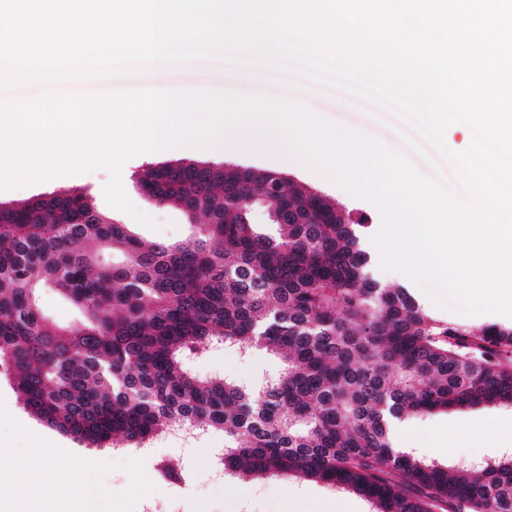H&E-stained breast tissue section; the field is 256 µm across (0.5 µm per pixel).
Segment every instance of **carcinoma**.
<instances>
[{
    "label": "carcinoma",
    "mask_w": 512,
    "mask_h": 512,
    "mask_svg": "<svg viewBox=\"0 0 512 512\" xmlns=\"http://www.w3.org/2000/svg\"><path fill=\"white\" fill-rule=\"evenodd\" d=\"M135 184L196 231L146 244L84 192L0 203V368L26 411L99 448L219 429L223 472L307 478L370 512H512L511 454L448 469L391 439L410 416L512 410V324L451 322L382 284L369 225L280 172L187 160ZM47 290L75 321L43 310ZM215 343L282 368L251 387L193 374ZM157 472L186 480L170 461Z\"/></svg>",
    "instance_id": "obj_1"
}]
</instances>
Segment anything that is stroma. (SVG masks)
Here are the masks:
<instances>
[{
	"instance_id": "obj_1",
	"label": "stroma",
	"mask_w": 512,
	"mask_h": 512,
	"mask_svg": "<svg viewBox=\"0 0 512 512\" xmlns=\"http://www.w3.org/2000/svg\"><path fill=\"white\" fill-rule=\"evenodd\" d=\"M154 91L178 89L265 96L300 103L319 117L361 132L409 158L424 176L435 179L450 195L467 199L458 166L432 149H419L405 134L409 127L402 116L325 83L302 80L266 62L251 63L242 56L160 63L143 73L118 76L97 74L75 76L29 85L0 86V102L31 100L48 92L107 94L118 91ZM230 162L253 170H274L294 181L305 183L365 214L373 231H380L382 215L371 201L356 197L333 184L309 165H284L274 151L249 152L228 149L222 152L208 147H179L167 153L149 152L127 161L124 166V190L133 204L153 218L156 228L132 221L130 216L109 209L103 187L109 179L104 169L60 176L22 187L0 189V203H15L34 195L59 189L83 191L93 195L100 209L110 210L115 222L130 225L141 239L177 242L188 237L193 227L177 208L159 205L140 193L134 175L144 166L177 163ZM278 360L264 351L241 355L231 349L217 348L197 361L193 370L202 377L229 376L248 384L264 373L279 369ZM459 421H480L484 427L475 448H437L433 436ZM407 435L395 439L396 447L411 449L421 456L448 467L468 466L499 453L512 440V412L492 407L451 409L402 422ZM224 446L223 432L210 430L194 435L169 433L151 442L147 451L137 449H99L88 447L30 415L18 402L6 379L0 377V512H47L50 490L19 498L21 475L13 467L15 460L50 456L58 474L75 473L83 483V512H326L337 500H344L347 512H369L370 507L358 495L335 490L313 480L272 478L241 480L219 475L216 457ZM180 461L188 473L185 483L162 481L156 471L160 460Z\"/></svg>"
}]
</instances>
